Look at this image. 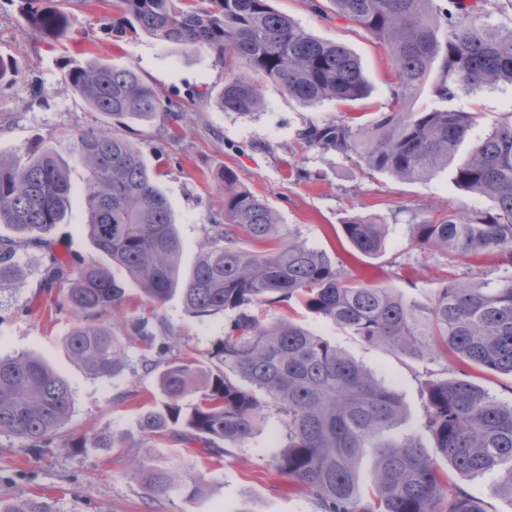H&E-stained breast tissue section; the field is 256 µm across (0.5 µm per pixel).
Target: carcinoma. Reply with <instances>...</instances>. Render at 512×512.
<instances>
[{"mask_svg": "<svg viewBox=\"0 0 512 512\" xmlns=\"http://www.w3.org/2000/svg\"><path fill=\"white\" fill-rule=\"evenodd\" d=\"M120 17L106 24L115 35L134 21L163 44H188L242 72L224 82L226 111L248 114L264 105L271 83L305 106L334 100L347 106L368 95L356 56L321 41L271 0H101ZM329 0L336 16L376 38L396 74L386 110L365 124L343 112L336 121L310 124L301 139L313 148L355 156L372 174L424 181L454 164L456 186L491 200L489 208L434 211L410 224V245L456 258L497 251L512 267V122L492 127L472 150L457 157L474 116L453 106L462 92L512 84V24L492 22L499 0ZM33 27L71 26L73 19L41 0H23ZM436 105L413 109L428 81ZM73 91L112 125L77 133L75 152L84 168L85 228L112 264L53 256L48 287L69 283L57 312L82 320L65 338L69 355L93 377L119 373L125 349L109 323L94 320L116 308L125 280L162 302L180 293L193 316L224 314V339L202 359L176 358L159 373L160 403L141 405L140 431L182 444L240 447L270 415L286 434L272 464L297 480L321 512H486L469 491L448 481L413 434L398 427L400 395L341 348L294 321L260 319L259 307L299 303L336 329L393 355L434 362L453 356L461 367L451 378L422 382V426L437 453L464 478L491 475V495L512 502V403L504 404L469 379L468 370L512 376V270L495 286L442 280L420 303L395 288L354 278L325 251L280 235L276 211L239 184L230 169L219 174L224 222L209 225L208 249L182 274L183 242L166 197L156 187L139 148L121 128L146 122L172 104L131 68L107 63L76 65L67 72ZM72 186L56 151L42 146L0 156V286L17 279V252L50 246L47 235L71 206ZM362 254L382 249L386 225L372 217L342 222ZM194 395L186 403L185 396ZM66 381L40 359L0 358V433L48 444L71 415ZM80 448H110L112 434L83 437ZM371 456L361 476L360 464ZM133 475L164 494L199 497V474L159 470L137 462Z\"/></svg>", "mask_w": 512, "mask_h": 512, "instance_id": "cac0c4a2", "label": "carcinoma"}]
</instances>
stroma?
Listing matches in <instances>:
<instances>
[{"label":"stroma","instance_id":"35a3bbf8","mask_svg":"<svg viewBox=\"0 0 512 512\" xmlns=\"http://www.w3.org/2000/svg\"><path fill=\"white\" fill-rule=\"evenodd\" d=\"M271 4L314 37L343 44L355 54L371 93L353 105V112L369 114L388 104L396 76L384 48L371 35L335 14L312 10L310 0ZM48 5L74 16V26L60 33L36 32L21 0H0V59L14 71L13 80L0 84V155H21L38 145L54 148L69 165L73 198L66 218L50 235L52 249L22 251V277L0 286V356L41 358L67 381L73 409L48 445L35 446L0 433V501L39 500L51 512H319L300 484L271 464L272 456L285 446L277 418H267L260 434L218 458L175 440L156 444L139 430L142 401L159 397L160 390L157 371L144 365L154 350L131 333V322H148L158 342L167 344L165 357L170 360L211 351L224 336L223 314L194 317L180 294L157 303L129 281L122 305L104 316L124 342V369L93 378L67 353L64 339L76 316L56 313L55 308L64 303L68 286L44 287L43 273L53 253L108 261L84 231L83 168L72 151V136L109 122L75 94L66 77L68 69L91 61L133 67L147 85L181 108V119L161 113L153 121L131 124L126 134L149 162L171 206L187 269L208 244V225L224 212L223 194L213 180L214 172L224 167L234 170L243 186L274 208L283 232L339 258L349 274L419 299L447 276L492 281L502 274L495 251L464 263L444 252L410 245L414 214L485 208L488 200L459 190L449 168L425 181L387 174L372 177L356 161L307 147L300 138L302 130L312 122L335 121L342 111L336 102L304 107L269 84L259 111H224L217 99L233 67L191 46L161 44L144 32L114 37L104 29L114 12L98 0H49ZM455 104L476 116L470 137L459 148L464 154L476 137L512 120V84L460 94ZM353 215L374 216L386 224V245L380 252L360 254L344 238L341 222ZM294 319L335 342L391 385L405 405L408 429L423 415L421 383L426 375L458 373L452 360L429 363L392 355L338 332L301 308ZM97 432L112 433L117 447H78L80 437ZM138 461L203 473L205 493L190 502L174 492L156 493L133 477L132 466Z\"/></svg>","mask_w":512,"mask_h":512}]
</instances>
